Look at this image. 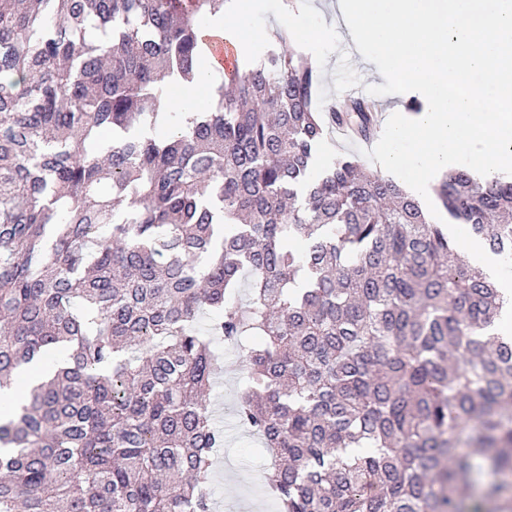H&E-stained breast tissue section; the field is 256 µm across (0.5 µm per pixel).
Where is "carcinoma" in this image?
<instances>
[{"label":"carcinoma","instance_id":"carcinoma-1","mask_svg":"<svg viewBox=\"0 0 512 512\" xmlns=\"http://www.w3.org/2000/svg\"><path fill=\"white\" fill-rule=\"evenodd\" d=\"M224 0H0V512H214L235 417L275 462L276 512H512V336L497 284L392 178L340 156L288 41L203 112L166 101ZM438 204L512 253V181L468 168ZM247 281L249 304L238 294ZM51 368V366L47 365H38L29 371L23 373L18 381L16 386L9 391L7 394L0 395V409L6 410L8 406H14L19 401H21V397L24 394L25 387L30 388L31 385L37 383Z\"/></svg>","mask_w":512,"mask_h":512}]
</instances>
